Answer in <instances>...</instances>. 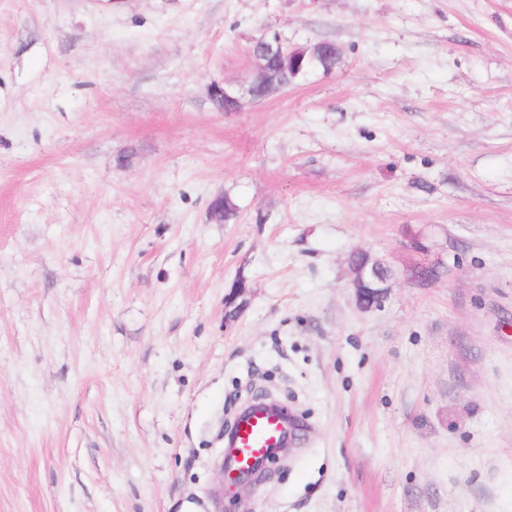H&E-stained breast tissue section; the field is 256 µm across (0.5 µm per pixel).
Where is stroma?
I'll list each match as a JSON object with an SVG mask.
<instances>
[{
  "label": "stroma",
  "mask_w": 512,
  "mask_h": 512,
  "mask_svg": "<svg viewBox=\"0 0 512 512\" xmlns=\"http://www.w3.org/2000/svg\"><path fill=\"white\" fill-rule=\"evenodd\" d=\"M264 34L339 61L219 111ZM185 501L512 512V0H0V512ZM224 200V214L221 201ZM211 217L217 222L234 223L238 218V205L230 196L224 194L216 197L211 203ZM224 216V217H223ZM361 253L364 257L361 262H350L353 274L351 288L357 306L369 310L380 306L385 299L391 271L382 260L373 258L369 253ZM287 418L280 412L264 406H251L237 418L231 431L230 448L235 452L234 465L237 468L247 465L251 460L264 456L271 448H275L267 460L257 471L246 474L234 473L227 476L224 462L219 465L222 486L226 480L234 483L247 484L252 482L266 470V465L275 450L284 448Z\"/></svg>",
  "instance_id": "obj_1"
}]
</instances>
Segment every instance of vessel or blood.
Listing matches in <instances>:
<instances>
[{"label": "vessel or blood", "instance_id": "b4317fda", "mask_svg": "<svg viewBox=\"0 0 512 512\" xmlns=\"http://www.w3.org/2000/svg\"><path fill=\"white\" fill-rule=\"evenodd\" d=\"M287 418L279 411L253 406L240 414L231 431L235 466L247 465L270 449L283 447Z\"/></svg>", "mask_w": 512, "mask_h": 512}]
</instances>
